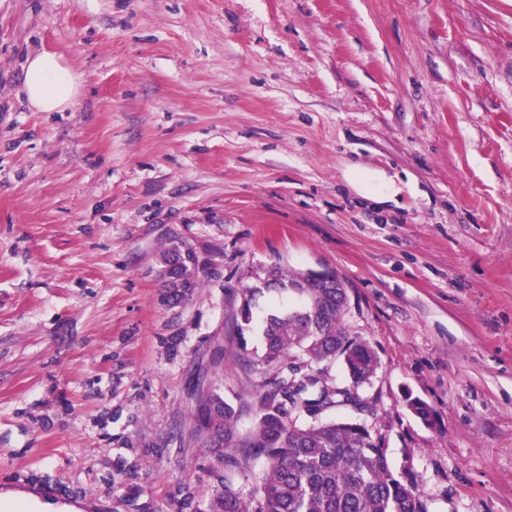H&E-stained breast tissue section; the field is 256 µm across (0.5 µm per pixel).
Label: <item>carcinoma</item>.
<instances>
[{"label":"carcinoma","instance_id":"cac0c4a2","mask_svg":"<svg viewBox=\"0 0 512 512\" xmlns=\"http://www.w3.org/2000/svg\"><path fill=\"white\" fill-rule=\"evenodd\" d=\"M161 260L169 299L178 302L199 284L196 265L177 246L166 249ZM264 279L265 288L242 290L236 311L243 367L267 379V389L248 403L254 417L249 433H236L239 410L224 399L218 383H200L194 394L191 433L218 449L204 512H425L417 487L394 474L387 449L365 424L321 417L371 383L378 364L370 343L351 337L345 326L344 281L336 275L327 285L279 266L267 269ZM266 290L285 294L293 303L266 314L262 354L251 358L244 331L253 321L255 297ZM336 362L350 385L329 383L327 369ZM257 456L266 466L252 474L246 495L226 471L249 472Z\"/></svg>","mask_w":512,"mask_h":512}]
</instances>
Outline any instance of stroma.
Returning <instances> with one entry per match:
<instances>
[{
    "label": "stroma",
    "instance_id": "stroma-1",
    "mask_svg": "<svg viewBox=\"0 0 512 512\" xmlns=\"http://www.w3.org/2000/svg\"><path fill=\"white\" fill-rule=\"evenodd\" d=\"M42 51L67 111L25 100ZM174 244L206 266L172 305ZM272 265L335 271L377 353L330 417L426 512H512V0H0V493L204 512L193 391L250 431L234 317ZM23 92L36 112H64L80 93V83L63 58L51 52H38L26 61Z\"/></svg>",
    "mask_w": 512,
    "mask_h": 512
}]
</instances>
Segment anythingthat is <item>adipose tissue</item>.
<instances>
[{"label":"adipose tissue","mask_w":512,"mask_h":512,"mask_svg":"<svg viewBox=\"0 0 512 512\" xmlns=\"http://www.w3.org/2000/svg\"><path fill=\"white\" fill-rule=\"evenodd\" d=\"M25 70L23 92L34 111L63 112L74 105L80 83L61 56L46 51L32 54Z\"/></svg>","instance_id":"ef3b65f1"}]
</instances>
